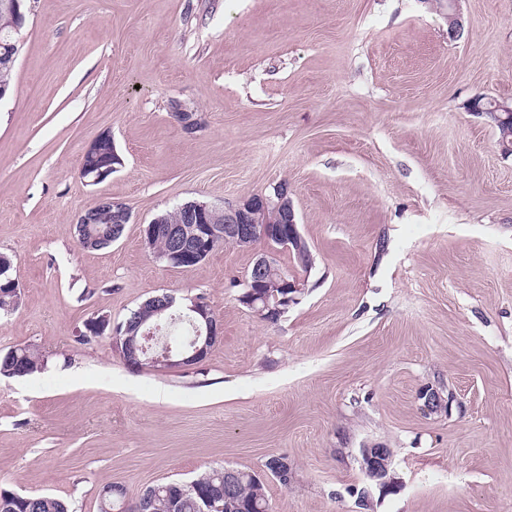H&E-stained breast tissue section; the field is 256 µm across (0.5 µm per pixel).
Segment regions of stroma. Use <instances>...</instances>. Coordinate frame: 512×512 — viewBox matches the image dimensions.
Masks as SVG:
<instances>
[{
    "label": "stroma",
    "mask_w": 512,
    "mask_h": 512,
    "mask_svg": "<svg viewBox=\"0 0 512 512\" xmlns=\"http://www.w3.org/2000/svg\"><path fill=\"white\" fill-rule=\"evenodd\" d=\"M32 0L0 99V253L22 289L0 350V489L98 512L228 467L263 474L269 512H512V155L474 98L512 103V0ZM196 113L185 133L173 106ZM123 164L80 176L103 134ZM287 184L314 259L257 244L199 265L154 258L144 228L189 202ZM131 221L82 249L78 214ZM271 252L306 290L277 323L238 297ZM161 292L223 327L205 361L129 370L88 320ZM444 405H424V390ZM388 448L374 488L360 451ZM287 457L295 479L264 475ZM7 351L8 352L4 351L6 353H0V374L13 377H25L40 372L46 367L44 355L32 346H16ZM15 354L19 365L24 369V374L21 376L16 375ZM121 499L126 498V488L119 483L105 484L99 493V512H132L130 510H121Z\"/></svg>",
    "instance_id": "stroma-1"
}]
</instances>
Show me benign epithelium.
Wrapping results in <instances>:
<instances>
[{
  "label": "benign epithelium",
  "instance_id": "benign-epithelium-1",
  "mask_svg": "<svg viewBox=\"0 0 512 512\" xmlns=\"http://www.w3.org/2000/svg\"><path fill=\"white\" fill-rule=\"evenodd\" d=\"M458 0H449L448 37L454 39L461 33L463 24L455 8ZM168 239L169 250L165 255L168 262L176 267L188 269L207 258L214 244L223 239H232L240 248H250L258 242L270 247L294 248L299 252L308 246L298 228L296 212L288 185L280 184L271 195L257 194L242 202L213 207L197 203L188 208L183 220L175 225H162L151 221L144 230V242L152 248L155 238ZM246 291L238 300L259 320L267 323L278 321L288 307L298 300L304 290V282L282 270L269 254H261L248 272ZM192 319L199 322L197 332L188 345L172 347L165 345L160 354L148 361L161 364L167 369H183L198 365L205 360L211 348L222 339V325L207 303L195 299L187 306ZM112 349L119 353L125 364L139 362V357L148 353L150 339L147 334L142 340L123 339L111 334ZM392 455L383 448L362 449V467L369 477L380 485L393 483L391 475ZM267 474L278 478L284 485L292 479L291 465L284 458L270 464ZM206 512H232L235 502L229 494L203 496Z\"/></svg>",
  "mask_w": 512,
  "mask_h": 512
}]
</instances>
